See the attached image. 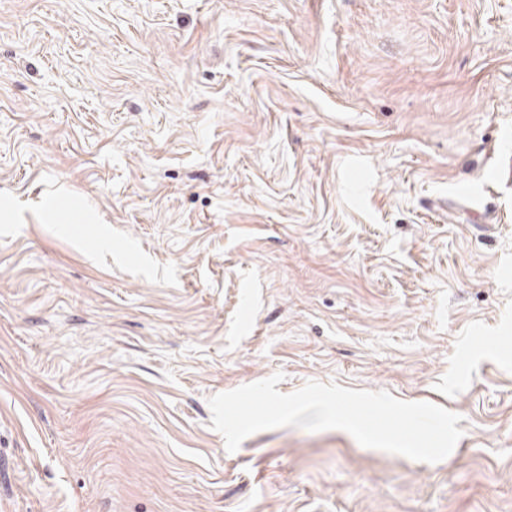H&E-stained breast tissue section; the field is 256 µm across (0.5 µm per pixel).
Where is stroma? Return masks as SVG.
Returning <instances> with one entry per match:
<instances>
[{"mask_svg": "<svg viewBox=\"0 0 512 512\" xmlns=\"http://www.w3.org/2000/svg\"><path fill=\"white\" fill-rule=\"evenodd\" d=\"M0 512H512V0H0Z\"/></svg>", "mask_w": 512, "mask_h": 512, "instance_id": "1", "label": "stroma"}]
</instances>
